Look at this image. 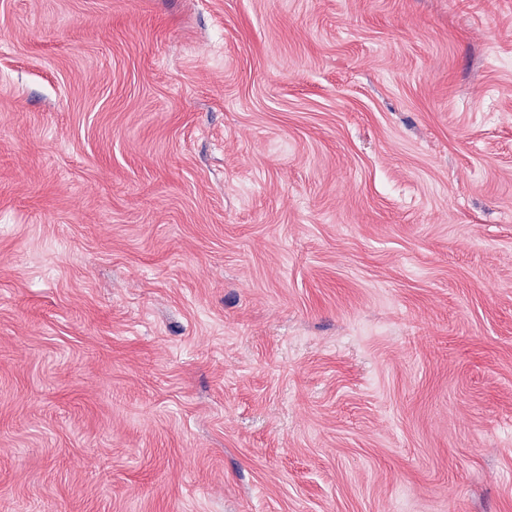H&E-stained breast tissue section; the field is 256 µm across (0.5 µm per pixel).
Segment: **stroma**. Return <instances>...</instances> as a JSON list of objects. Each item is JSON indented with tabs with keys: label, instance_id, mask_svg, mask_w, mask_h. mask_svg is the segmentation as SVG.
Masks as SVG:
<instances>
[{
	"label": "stroma",
	"instance_id": "1",
	"mask_svg": "<svg viewBox=\"0 0 512 512\" xmlns=\"http://www.w3.org/2000/svg\"><path fill=\"white\" fill-rule=\"evenodd\" d=\"M0 512H512V0H0Z\"/></svg>",
	"mask_w": 512,
	"mask_h": 512
}]
</instances>
